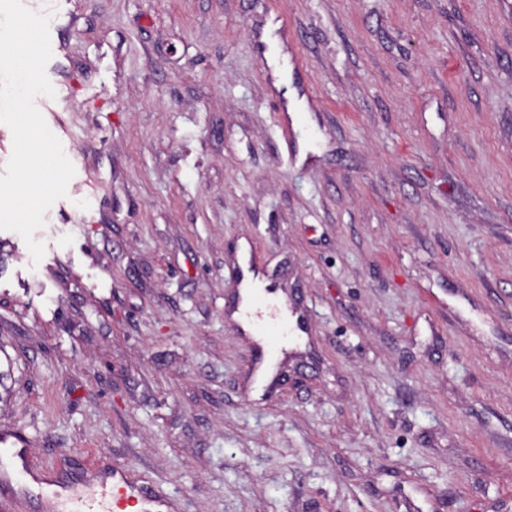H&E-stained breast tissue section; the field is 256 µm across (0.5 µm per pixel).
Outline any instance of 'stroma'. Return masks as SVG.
Listing matches in <instances>:
<instances>
[{
    "mask_svg": "<svg viewBox=\"0 0 512 512\" xmlns=\"http://www.w3.org/2000/svg\"><path fill=\"white\" fill-rule=\"evenodd\" d=\"M22 2L75 168L40 262L0 229L29 462L181 512H512V0ZM244 242L311 318L274 384Z\"/></svg>",
    "mask_w": 512,
    "mask_h": 512,
    "instance_id": "stroma-1",
    "label": "stroma"
}]
</instances>
